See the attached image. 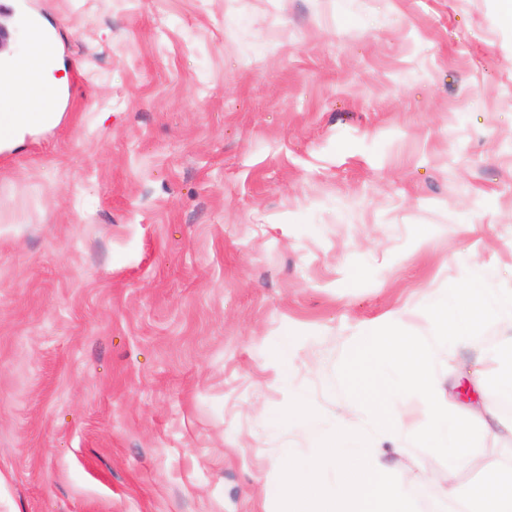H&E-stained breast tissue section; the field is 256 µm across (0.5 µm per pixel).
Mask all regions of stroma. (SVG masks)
<instances>
[{
  "instance_id": "1",
  "label": "stroma",
  "mask_w": 512,
  "mask_h": 512,
  "mask_svg": "<svg viewBox=\"0 0 512 512\" xmlns=\"http://www.w3.org/2000/svg\"><path fill=\"white\" fill-rule=\"evenodd\" d=\"M0 0V66L41 22L63 115L0 152V512H277L293 398L364 410L338 367L467 274L512 290V24L500 0ZM436 347L512 476L485 343ZM292 340L289 372L276 362ZM370 445L417 512L448 465Z\"/></svg>"
}]
</instances>
